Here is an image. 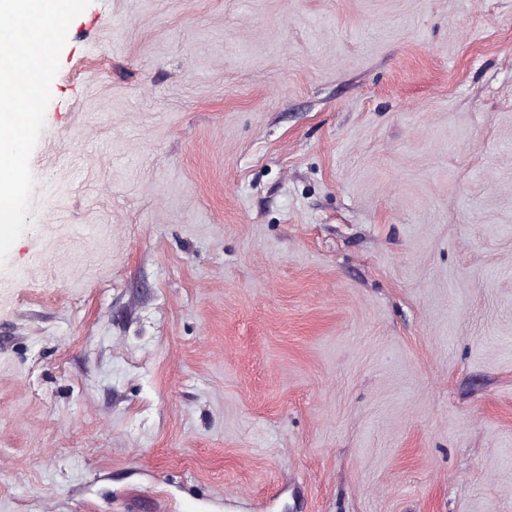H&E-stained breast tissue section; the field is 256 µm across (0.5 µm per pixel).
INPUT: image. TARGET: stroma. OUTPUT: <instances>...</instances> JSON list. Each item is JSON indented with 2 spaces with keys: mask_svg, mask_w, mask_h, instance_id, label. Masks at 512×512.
<instances>
[{
  "mask_svg": "<svg viewBox=\"0 0 512 512\" xmlns=\"http://www.w3.org/2000/svg\"><path fill=\"white\" fill-rule=\"evenodd\" d=\"M0 265V512H512V0H91Z\"/></svg>",
  "mask_w": 512,
  "mask_h": 512,
  "instance_id": "obj_1",
  "label": "stroma"
}]
</instances>
